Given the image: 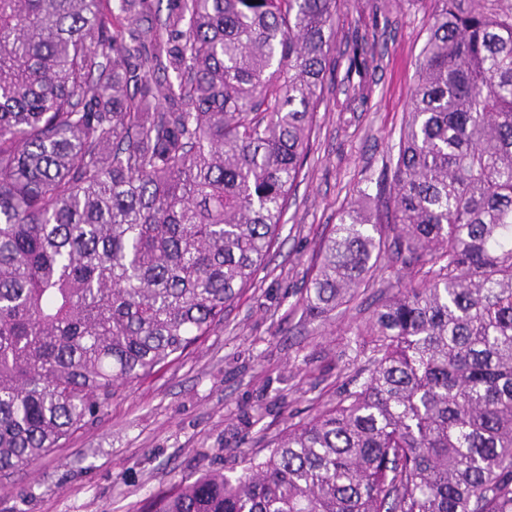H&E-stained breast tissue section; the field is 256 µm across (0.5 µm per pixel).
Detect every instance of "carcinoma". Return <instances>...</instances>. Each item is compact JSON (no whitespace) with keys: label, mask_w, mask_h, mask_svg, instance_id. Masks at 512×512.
Masks as SVG:
<instances>
[{"label":"carcinoma","mask_w":512,"mask_h":512,"mask_svg":"<svg viewBox=\"0 0 512 512\" xmlns=\"http://www.w3.org/2000/svg\"><path fill=\"white\" fill-rule=\"evenodd\" d=\"M389 207L322 241L321 320L396 255L370 368L149 512H512V15L434 0ZM348 0H0V473L224 320L284 225Z\"/></svg>","instance_id":"obj_1"}]
</instances>
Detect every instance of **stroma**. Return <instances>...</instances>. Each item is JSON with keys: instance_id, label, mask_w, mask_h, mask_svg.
Returning <instances> with one entry per match:
<instances>
[{"instance_id": "1", "label": "stroma", "mask_w": 512, "mask_h": 512, "mask_svg": "<svg viewBox=\"0 0 512 512\" xmlns=\"http://www.w3.org/2000/svg\"><path fill=\"white\" fill-rule=\"evenodd\" d=\"M433 0H350L340 15L311 151L278 242L255 284L209 336L159 373L116 389L108 406L35 465L0 476V512H143L179 480L233 475L241 453L268 454L289 422L335 404L366 363L357 328L392 295L391 263L358 299L309 320L304 292L318 247L363 188L376 190L415 82ZM373 62L349 72L355 36Z\"/></svg>"}]
</instances>
